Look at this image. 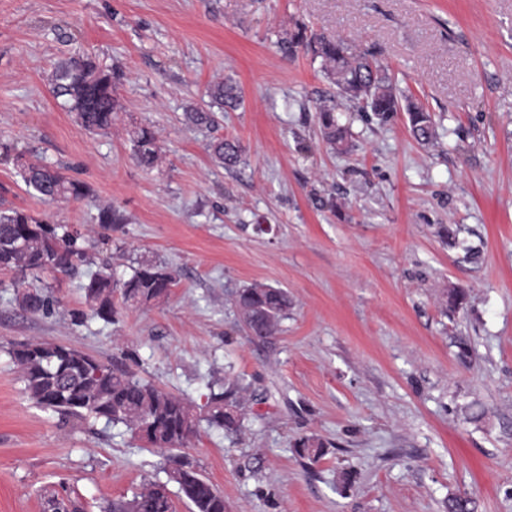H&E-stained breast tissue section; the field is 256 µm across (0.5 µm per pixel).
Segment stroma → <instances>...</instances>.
<instances>
[{"label": "stroma", "instance_id": "1", "mask_svg": "<svg viewBox=\"0 0 512 512\" xmlns=\"http://www.w3.org/2000/svg\"><path fill=\"white\" fill-rule=\"evenodd\" d=\"M339 36L385 66L432 113L434 145L406 112L340 113L344 150L316 108L336 88L306 53L284 57L297 26ZM122 71L121 109L92 134L51 92L61 58ZM233 79L242 104L216 131L188 106ZM151 126L163 159L132 160L130 131ZM237 139L219 166L212 137ZM0 199L70 224L98 266L129 276L142 260L175 273L168 299L88 319L81 275L26 276L49 315L21 311L0 270V512H44L67 490L86 512L165 480L164 452L124 426L37 406L11 344L46 340L119 361L204 405L215 383L248 388L239 435L201 427L184 453L224 496V512H512V0H0ZM64 168L83 202L28 193L15 154ZM126 218L99 224L101 208ZM270 285L293 306L253 339L238 288ZM455 288L467 293L457 309ZM469 344L460 359L458 339ZM327 446L299 457L303 436ZM352 472L343 485V472ZM207 147L215 161L226 168L235 167L241 161L243 150L240 143L234 139L215 138ZM293 447L300 457H306L313 462H317L326 453L324 442L315 436L301 437L295 441Z\"/></svg>", "mask_w": 512, "mask_h": 512}]
</instances>
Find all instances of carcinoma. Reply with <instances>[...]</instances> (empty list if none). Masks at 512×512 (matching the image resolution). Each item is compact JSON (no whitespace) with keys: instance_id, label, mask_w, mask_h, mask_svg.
<instances>
[{"instance_id":"1","label":"carcinoma","mask_w":512,"mask_h":512,"mask_svg":"<svg viewBox=\"0 0 512 512\" xmlns=\"http://www.w3.org/2000/svg\"><path fill=\"white\" fill-rule=\"evenodd\" d=\"M283 55L294 56L302 49L321 60V67L336 86L337 97L355 105L359 112H372L385 119L401 110V94L388 73L365 53L352 51L341 37H328L298 27L279 37ZM123 74L104 70L86 57L58 61L50 84L62 106L76 114L90 132L107 131L118 107V87ZM210 110L186 109L190 123L197 127L215 124L214 111L236 109L241 90L230 79L208 87ZM337 106H321L317 120L327 142L337 148L346 145L347 131L336 118ZM413 137L426 145L436 135L435 123L422 106L406 107ZM132 155L143 168H152L160 157L156 133L149 127L136 128L131 135ZM215 161L226 167L237 166L242 147L234 139L215 138L208 144ZM26 190L43 199L82 201L92 195L84 181L67 175L61 168L39 159L16 156ZM95 244L68 224H50L24 210L0 209V270L24 274L56 271L77 274L91 264ZM175 282L172 271L162 263H140L132 274L117 280L103 271L87 272L82 285L90 307L89 318L106 324L118 321L119 306L140 307L166 299ZM17 288L19 307L30 314H48L53 301L37 288ZM242 323L252 336L266 341L273 337L291 306L288 292L264 285H251L236 293ZM21 371L25 394L37 405L67 417L102 421L107 426L123 425L148 447L168 453V461L179 466L165 468L167 482L149 483L132 499L112 504L108 512H174L168 484L186 498L192 512H224V496L180 454L197 435L201 424L238 434L244 422L247 387L233 380L218 391H210L201 410L186 398L165 392L135 377L122 364H105L73 347L49 342L28 341L8 350ZM296 453L316 462L325 453V444L315 436H304L294 443Z\"/></svg>"}]
</instances>
